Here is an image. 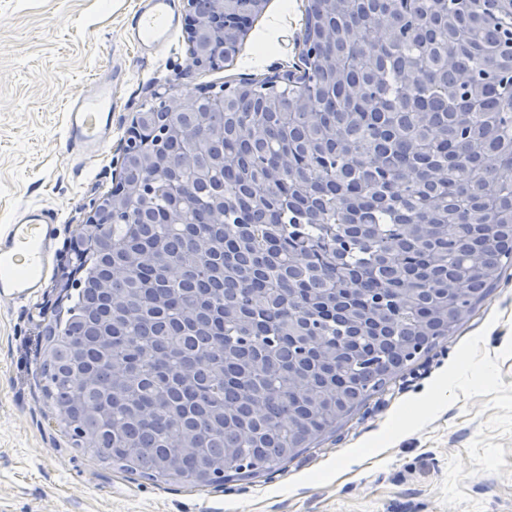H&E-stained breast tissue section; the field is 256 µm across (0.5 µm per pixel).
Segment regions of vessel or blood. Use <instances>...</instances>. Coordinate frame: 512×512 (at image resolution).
Wrapping results in <instances>:
<instances>
[{
  "instance_id": "obj_1",
  "label": "vessel or blood",
  "mask_w": 512,
  "mask_h": 512,
  "mask_svg": "<svg viewBox=\"0 0 512 512\" xmlns=\"http://www.w3.org/2000/svg\"><path fill=\"white\" fill-rule=\"evenodd\" d=\"M129 26L142 48L169 40L175 30L174 0H143ZM112 132V79H99L69 107L66 145L93 154ZM56 235L49 210L31 208L0 233V296L23 299L41 288Z\"/></svg>"
}]
</instances>
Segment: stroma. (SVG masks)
Returning a JSON list of instances; mask_svg holds the SVG:
<instances>
[{"label": "stroma", "mask_w": 512, "mask_h": 512, "mask_svg": "<svg viewBox=\"0 0 512 512\" xmlns=\"http://www.w3.org/2000/svg\"><path fill=\"white\" fill-rule=\"evenodd\" d=\"M309 4L268 0L231 62L198 69L184 30L147 52L134 41L128 20L140 0H0V231L32 207L57 217L50 277L40 292L22 301L0 297V512H465L442 505L440 486L450 456H464L486 420L480 396L449 405L422 431L348 465L328 485L304 477L378 434L401 401L425 393L466 339L482 334L485 351L500 354L512 341V267L452 336L273 474L199 488L104 467L92 452L71 448L37 387L35 345L52 316L54 279L88 215L120 179L136 113L159 95L216 93L291 69ZM105 72L112 75V137L96 155H73L64 145L68 106ZM500 443V473L475 471L466 460L469 476L459 483L483 512H512V437Z\"/></svg>", "instance_id": "obj_1"}]
</instances>
